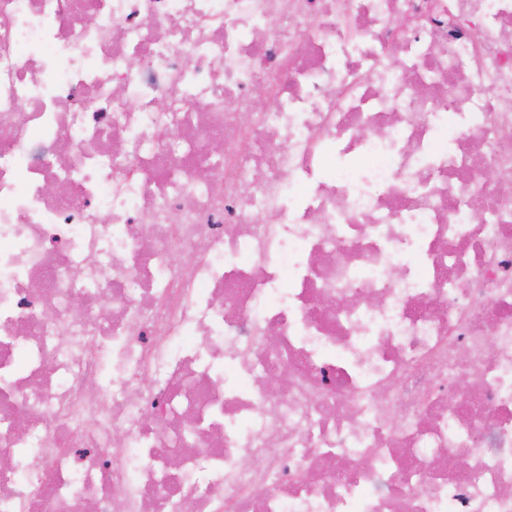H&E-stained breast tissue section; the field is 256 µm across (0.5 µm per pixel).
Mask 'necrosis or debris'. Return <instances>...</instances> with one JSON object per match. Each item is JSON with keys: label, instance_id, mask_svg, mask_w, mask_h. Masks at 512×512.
<instances>
[{"label": "necrosis or debris", "instance_id": "obj_1", "mask_svg": "<svg viewBox=\"0 0 512 512\" xmlns=\"http://www.w3.org/2000/svg\"><path fill=\"white\" fill-rule=\"evenodd\" d=\"M0 457V512H512V0H0Z\"/></svg>", "mask_w": 512, "mask_h": 512}]
</instances>
